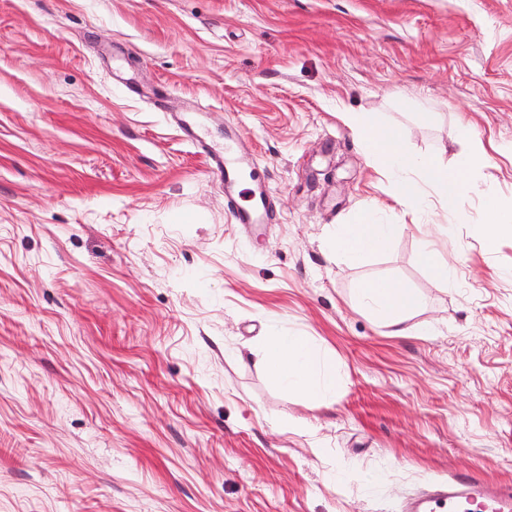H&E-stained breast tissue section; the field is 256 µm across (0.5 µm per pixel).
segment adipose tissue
Returning a JSON list of instances; mask_svg holds the SVG:
<instances>
[{"label":"adipose tissue","mask_w":512,"mask_h":512,"mask_svg":"<svg viewBox=\"0 0 512 512\" xmlns=\"http://www.w3.org/2000/svg\"><path fill=\"white\" fill-rule=\"evenodd\" d=\"M347 120L368 153L388 170L394 196L406 209H413L424 187L429 186L435 189L443 209L463 217L467 214L463 201L474 193L479 198V213L473 222L484 228L486 238L512 231V209L506 208L496 193L477 190L473 180L494 155L512 154V145L483 139L471 127L464 126L459 136L468 141L469 147L456 154L454 164L447 166L437 157L407 152L398 129L379 118L352 112ZM403 231L400 224L375 223L373 214L365 211L358 215L356 223L337 228L336 251L345 259L358 262L381 251ZM354 293L367 313L395 336L408 333L407 322L422 304L418 292L394 280L362 281ZM258 361L282 388L320 400L336 394V361L313 337L298 333L269 337Z\"/></svg>","instance_id":"adipose-tissue-1"}]
</instances>
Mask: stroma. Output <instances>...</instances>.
Segmentation results:
<instances>
[{"label":"stroma","instance_id":"obj_1","mask_svg":"<svg viewBox=\"0 0 512 512\" xmlns=\"http://www.w3.org/2000/svg\"><path fill=\"white\" fill-rule=\"evenodd\" d=\"M453 164L512 142V0H0V512H404L453 474L512 481V235L421 201L346 115ZM237 130L236 223L206 154ZM405 230L351 265L336 230ZM420 291L406 336L358 281ZM280 332L335 358L331 403L279 388ZM188 139L195 142L200 149L209 156L213 172L220 178L224 185V203L239 224H265L270 209V201L261 186L249 191L247 204L239 203L240 193L236 192L239 180V168L232 160L234 139L230 134L226 135L227 146L224 154L213 152L200 127L190 121L182 120L180 125ZM436 252L437 250L435 241L431 239L426 240L425 247L421 254V260L423 263L429 265L433 269L435 275L440 280L448 283V279L454 277L455 275V268L449 266L448 264L436 263Z\"/></svg>","mask_w":512,"mask_h":512}]
</instances>
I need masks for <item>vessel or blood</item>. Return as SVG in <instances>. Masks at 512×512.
Listing matches in <instances>:
<instances>
[{
  "instance_id": "obj_1",
  "label": "vessel or blood",
  "mask_w": 512,
  "mask_h": 512,
  "mask_svg": "<svg viewBox=\"0 0 512 512\" xmlns=\"http://www.w3.org/2000/svg\"><path fill=\"white\" fill-rule=\"evenodd\" d=\"M181 129L201 150L207 151L214 173L224 186V201L237 223H265L270 201L263 190L251 189L248 197H240L236 188L239 169L232 160V149L224 153L210 151L200 127L190 121ZM407 512H512V484H490L483 472L472 471L451 476L447 483L434 486L425 498L412 503Z\"/></svg>"
}]
</instances>
